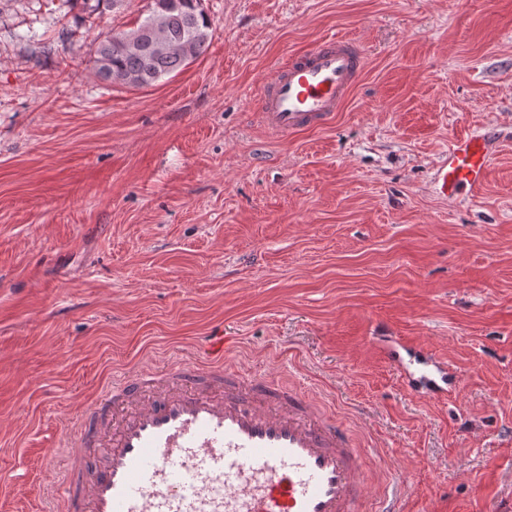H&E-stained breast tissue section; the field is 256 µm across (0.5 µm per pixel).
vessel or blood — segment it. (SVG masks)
Returning a JSON list of instances; mask_svg holds the SVG:
<instances>
[{
    "label": "vessel or blood",
    "instance_id": "vessel-or-blood-1",
    "mask_svg": "<svg viewBox=\"0 0 512 512\" xmlns=\"http://www.w3.org/2000/svg\"><path fill=\"white\" fill-rule=\"evenodd\" d=\"M362 71L359 44L344 37L294 53L262 95L268 126L331 122ZM493 142L453 139L443 196H480ZM234 347L223 333L205 337L189 360L126 373L77 409L50 489L61 512H362L360 449L319 401L229 368ZM450 386L437 366L407 379L425 394Z\"/></svg>",
    "mask_w": 512,
    "mask_h": 512
}]
</instances>
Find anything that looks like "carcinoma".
<instances>
[{
  "mask_svg": "<svg viewBox=\"0 0 512 512\" xmlns=\"http://www.w3.org/2000/svg\"><path fill=\"white\" fill-rule=\"evenodd\" d=\"M92 17L121 0H71ZM213 27L202 0H151L136 28L100 35L95 49L97 76L132 88L152 86L199 58L209 47Z\"/></svg>",
  "mask_w": 512,
  "mask_h": 512,
  "instance_id": "cac0c4a2",
  "label": "carcinoma"
}]
</instances>
